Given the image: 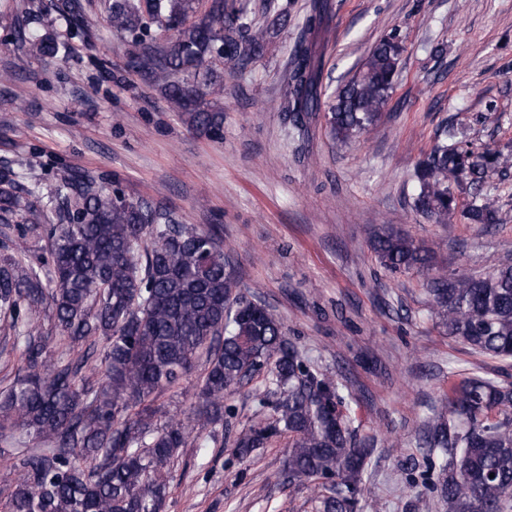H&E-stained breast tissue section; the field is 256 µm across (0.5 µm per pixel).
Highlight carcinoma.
I'll list each match as a JSON object with an SVG mask.
<instances>
[{
  "label": "carcinoma",
  "mask_w": 512,
  "mask_h": 512,
  "mask_svg": "<svg viewBox=\"0 0 512 512\" xmlns=\"http://www.w3.org/2000/svg\"><path fill=\"white\" fill-rule=\"evenodd\" d=\"M115 32L144 51L129 66L162 83V92L190 125L215 134L221 112L206 102L221 82L216 60L246 65L264 50L263 31L252 29L228 6L207 0H111L105 5ZM59 14L72 39L88 20L70 0ZM328 0H310L287 88L280 104L294 129L322 108L324 48L330 41ZM29 52L55 57L68 43L52 33L19 31ZM403 45L394 36L370 50L359 71L328 108L334 138L347 142L376 124L398 75ZM442 130L418 162L414 208L436 224L462 218L488 227L500 222L487 195L466 208L452 189L476 194L495 174L507 175L512 157L497 149L448 142ZM33 191L14 169L0 166V223L22 211ZM59 222L34 218L23 236H47L55 287L34 267L0 258V314L10 317L22 366L0 390V436L20 434L11 456L22 468L7 492V512H162L165 468L224 423L232 409L224 397L246 379L265 374L274 389L255 394L273 410L234 439L236 455L249 457L275 436L288 435L284 470L317 482L316 512H355L374 440L357 438L348 396L333 378L308 362L266 304L233 295L234 275L221 242L179 223L175 213L146 200L128 199L85 174H68L55 195ZM379 264L391 272L428 273L432 313L449 336L494 359H512V263L487 273L458 276L436 252L389 228L371 241ZM59 331V344L39 333L43 309ZM103 349L102 373L86 366ZM208 367L197 385L195 425L159 426L162 391L189 373L201 354ZM417 447L439 468L428 490L445 512H508L512 508V383L471 372L431 409Z\"/></svg>",
  "instance_id": "cac0c4a2"
}]
</instances>
